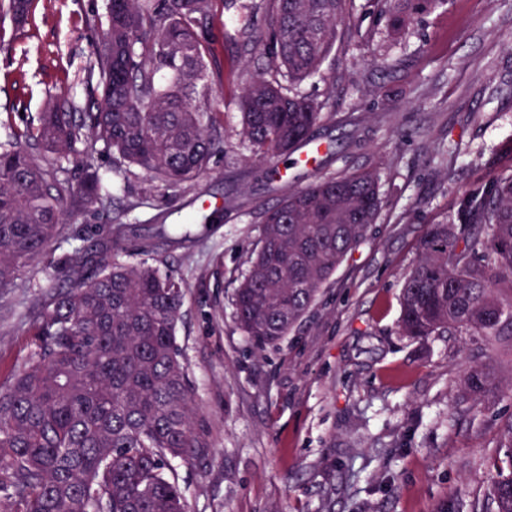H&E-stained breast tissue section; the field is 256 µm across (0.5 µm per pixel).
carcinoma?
I'll return each instance as SVG.
<instances>
[{
  "instance_id": "cac0c4a2",
  "label": "carcinoma",
  "mask_w": 512,
  "mask_h": 512,
  "mask_svg": "<svg viewBox=\"0 0 512 512\" xmlns=\"http://www.w3.org/2000/svg\"><path fill=\"white\" fill-rule=\"evenodd\" d=\"M216 0H108L95 30L98 97L79 112L56 96L20 118L0 141V288L45 251L68 213L112 196L88 164L97 145L146 182L177 190L211 170L223 151L212 95H224ZM241 19L239 136L247 160L278 161L313 141L336 116L301 84L320 73L355 0H231ZM449 0H377L390 31ZM35 0H0V47L32 19ZM83 149H77V145ZM83 162L78 184L60 175ZM384 199L370 171L318 178L265 211L248 269L233 295L236 322L258 347L279 344L307 313L345 257L375 223ZM117 215L107 241L79 251L66 285L33 311L32 352L0 384V512H186L171 461L205 454L193 426L187 369L175 343L185 282L146 262L122 264L131 227ZM399 329L428 338L512 332V166L488 174L455 200L450 220L430 224L402 286ZM493 392L480 367L463 375L456 403ZM486 512H512V423L499 434Z\"/></svg>"
}]
</instances>
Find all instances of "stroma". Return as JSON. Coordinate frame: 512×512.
I'll return each instance as SVG.
<instances>
[{"label":"stroma","mask_w":512,"mask_h":512,"mask_svg":"<svg viewBox=\"0 0 512 512\" xmlns=\"http://www.w3.org/2000/svg\"><path fill=\"white\" fill-rule=\"evenodd\" d=\"M370 44L338 43L303 91L335 118L314 131V165L246 161L240 114L224 94V150L211 172L175 199L138 170L116 177L112 156L93 164L103 189L126 198L136 229L120 260L172 269L188 285L176 343L194 391V425L210 447L173 470L187 512H469L494 471L499 433L512 421V338L416 339L398 328L404 274L428 225L492 156L512 161V0H452L388 35L372 0H356ZM107 0H37L28 35L0 48V140L19 114L53 95L85 107L96 77L88 17ZM334 95H327V86ZM357 124H347L348 114ZM374 170L385 204L301 321L257 349L238 326L232 296L263 213L289 188L321 174ZM213 220L191 225L194 246L155 227L164 206ZM97 207L68 214L63 234L0 289V382L28 356L32 312L63 283L76 249L106 237ZM494 389L472 411L455 404L466 368Z\"/></svg>","instance_id":"1"}]
</instances>
